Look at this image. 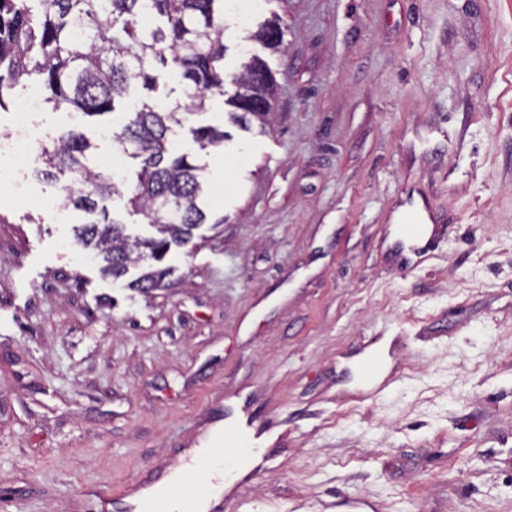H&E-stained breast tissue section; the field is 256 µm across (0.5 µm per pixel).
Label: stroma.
I'll return each mask as SVG.
<instances>
[{
	"instance_id": "obj_1",
	"label": "stroma",
	"mask_w": 512,
	"mask_h": 512,
	"mask_svg": "<svg viewBox=\"0 0 512 512\" xmlns=\"http://www.w3.org/2000/svg\"><path fill=\"white\" fill-rule=\"evenodd\" d=\"M273 17L266 133L213 96L173 135L210 194L169 287L101 276L39 157L0 188V512H136L148 469L237 413L274 438L247 512H512V0H260ZM69 129L108 171L100 119L44 107L31 141ZM420 210L416 263L396 226ZM194 142L202 150L224 143V131L213 126H198L190 130Z\"/></svg>"
}]
</instances>
